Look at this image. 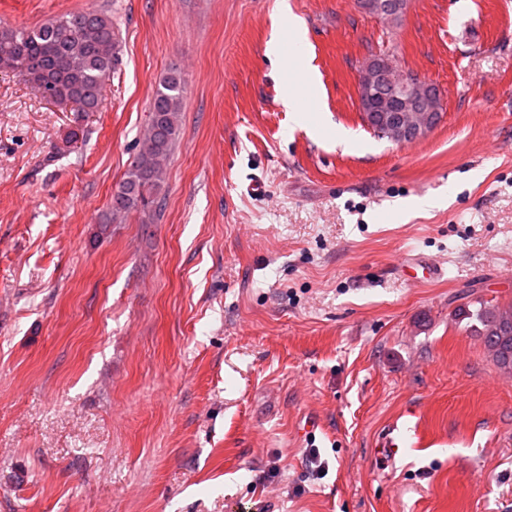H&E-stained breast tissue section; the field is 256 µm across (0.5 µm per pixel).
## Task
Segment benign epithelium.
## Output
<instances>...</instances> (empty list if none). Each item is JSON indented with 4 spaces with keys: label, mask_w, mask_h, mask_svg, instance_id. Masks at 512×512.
Returning <instances> with one entry per match:
<instances>
[{
    "label": "benign epithelium",
    "mask_w": 512,
    "mask_h": 512,
    "mask_svg": "<svg viewBox=\"0 0 512 512\" xmlns=\"http://www.w3.org/2000/svg\"><path fill=\"white\" fill-rule=\"evenodd\" d=\"M409 4L410 0H374L369 12L387 20L407 11ZM358 102L366 125L399 144L424 137L442 118L439 87L401 75L393 60L382 55L361 67Z\"/></svg>",
    "instance_id": "benign-epithelium-1"
}]
</instances>
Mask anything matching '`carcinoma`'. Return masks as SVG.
Segmentation results:
<instances>
[{"mask_svg":"<svg viewBox=\"0 0 512 512\" xmlns=\"http://www.w3.org/2000/svg\"><path fill=\"white\" fill-rule=\"evenodd\" d=\"M118 65L112 20L98 10L68 14L37 28L0 29V71L13 72L32 84L44 99L73 104L80 112L99 111L104 85ZM184 79L166 76L150 104V127L118 190L112 197L110 224L132 209L155 203L153 193L164 179V161L178 138ZM457 317L483 337L503 373L512 374V304L500 307L482 300L461 308Z\"/></svg>","mask_w":512,"mask_h":512,"instance_id":"cac0c4a2","label":"carcinoma"}]
</instances>
